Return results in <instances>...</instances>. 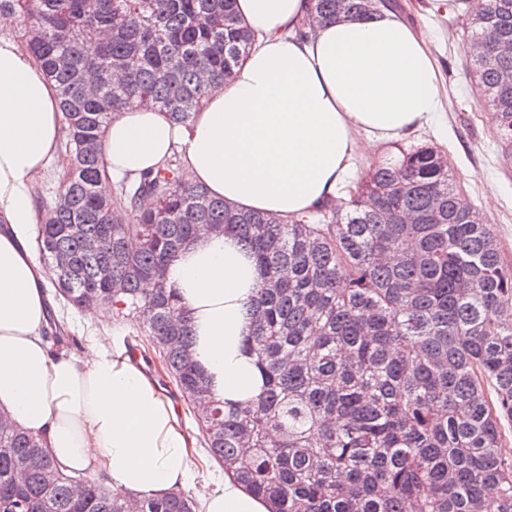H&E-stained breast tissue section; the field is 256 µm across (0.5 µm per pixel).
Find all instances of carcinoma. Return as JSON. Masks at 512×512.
<instances>
[{"label":"carcinoma","mask_w":512,"mask_h":512,"mask_svg":"<svg viewBox=\"0 0 512 512\" xmlns=\"http://www.w3.org/2000/svg\"><path fill=\"white\" fill-rule=\"evenodd\" d=\"M317 19L395 0H313ZM467 73L512 161V0H454ZM0 19L54 81L58 186L37 243L56 296L129 323L192 408L207 455L270 512H512V269L493 225L433 146L371 165L350 199L288 220L240 210L183 179L173 157L106 197L101 134L150 103L177 123L251 45L235 0H0ZM98 74L88 87L84 73ZM124 73L115 83L112 73ZM202 232L229 234L261 282L244 349L263 389L216 399L193 358L166 267ZM136 240L139 248L129 249ZM154 283L149 293L141 284ZM46 339L69 342L50 321ZM180 488L114 493L0 417V512H199Z\"/></svg>","instance_id":"1"}]
</instances>
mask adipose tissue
Segmentation results:
<instances>
[{
    "instance_id": "adipose-tissue-1",
    "label": "adipose tissue",
    "mask_w": 512,
    "mask_h": 512,
    "mask_svg": "<svg viewBox=\"0 0 512 512\" xmlns=\"http://www.w3.org/2000/svg\"><path fill=\"white\" fill-rule=\"evenodd\" d=\"M235 10L252 48L190 123L141 105L105 126L103 194L176 154L188 181L236 208L304 215L335 201L355 156L437 119L438 69L397 12L308 28L312 0H236ZM61 136L53 82L28 51L0 37V412L66 472L161 495L193 466L171 400L130 357L112 352L109 337L82 353L45 338L51 283L31 257L44 218L36 180L55 163ZM259 281L231 235L191 240L166 270L191 318L194 359L218 398L244 402L261 390L243 351ZM202 512L268 506L228 479L204 497Z\"/></svg>"
}]
</instances>
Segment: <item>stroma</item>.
Instances as JSON below:
<instances>
[{
  "instance_id": "1",
  "label": "stroma",
  "mask_w": 512,
  "mask_h": 512,
  "mask_svg": "<svg viewBox=\"0 0 512 512\" xmlns=\"http://www.w3.org/2000/svg\"><path fill=\"white\" fill-rule=\"evenodd\" d=\"M401 15L427 39L439 70L440 120L437 125L400 138L384 150L432 143L447 153L456 183L466 199L486 216L498 235L502 257L512 264V166L503 159L489 113L465 70L468 36L448 0H398ZM63 316L76 345L111 336L113 347L135 353L137 343L128 325L91 312L65 307Z\"/></svg>"
}]
</instances>
